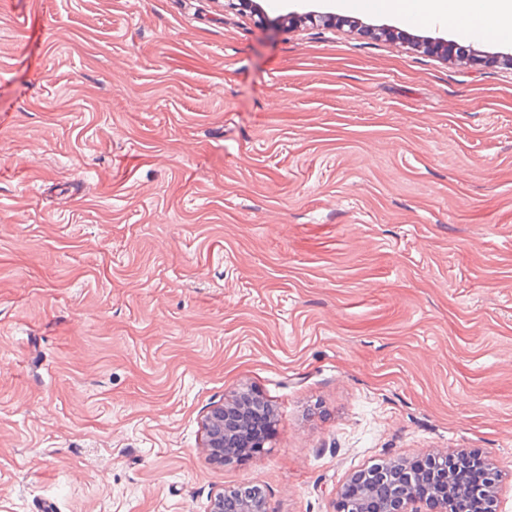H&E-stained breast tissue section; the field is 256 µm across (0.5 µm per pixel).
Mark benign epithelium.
Instances as JSON below:
<instances>
[{
	"mask_svg": "<svg viewBox=\"0 0 512 512\" xmlns=\"http://www.w3.org/2000/svg\"><path fill=\"white\" fill-rule=\"evenodd\" d=\"M427 53L451 59L456 56L455 45L440 40L425 44ZM265 402L246 393L238 392L213 408L205 418L207 447L222 462H229L241 452L238 442L252 434L255 419L262 413ZM429 462L436 468H445L448 456H427L419 463L385 461L375 472L352 474L338 491L336 512H368L372 502L374 484L388 481L393 493L387 499L384 512H448V500L463 505L472 498L487 497L495 488L496 475L492 463H487L486 482L483 485L458 484L448 475L445 495L427 497L416 490L420 482L418 464ZM237 498V512H270L266 497L245 485L224 489L210 500L208 512H224V498Z\"/></svg>",
	"mask_w": 512,
	"mask_h": 512,
	"instance_id": "7a95c632",
	"label": "benign epithelium"
}]
</instances>
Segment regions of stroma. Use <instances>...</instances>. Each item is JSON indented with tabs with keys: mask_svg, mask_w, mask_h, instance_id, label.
<instances>
[{
	"mask_svg": "<svg viewBox=\"0 0 512 512\" xmlns=\"http://www.w3.org/2000/svg\"><path fill=\"white\" fill-rule=\"evenodd\" d=\"M436 37L336 0H0V512L244 483L334 512L459 451L512 512V39ZM238 391L273 426L219 463ZM265 402L246 392H237L205 418L207 447L222 462H230L241 452L238 442L252 434L255 419Z\"/></svg>",
	"mask_w": 512,
	"mask_h": 512,
	"instance_id": "35a3bbf8",
	"label": "stroma"
}]
</instances>
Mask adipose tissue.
I'll use <instances>...</instances> for the list:
<instances>
[{
    "mask_svg": "<svg viewBox=\"0 0 512 512\" xmlns=\"http://www.w3.org/2000/svg\"><path fill=\"white\" fill-rule=\"evenodd\" d=\"M380 9L409 21L451 27L476 19L490 35H512V0H380Z\"/></svg>",
    "mask_w": 512,
    "mask_h": 512,
    "instance_id": "1",
    "label": "adipose tissue"
}]
</instances>
